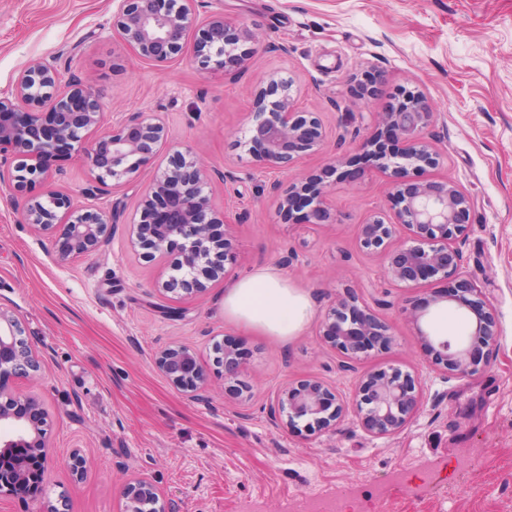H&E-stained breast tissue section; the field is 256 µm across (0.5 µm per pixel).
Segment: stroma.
<instances>
[{
  "instance_id": "1",
  "label": "stroma",
  "mask_w": 512,
  "mask_h": 512,
  "mask_svg": "<svg viewBox=\"0 0 512 512\" xmlns=\"http://www.w3.org/2000/svg\"><path fill=\"white\" fill-rule=\"evenodd\" d=\"M117 8L118 0H0V92L50 62L95 88L103 128L145 112L168 132L153 163L118 186L99 182L81 156L52 161L56 190L116 216L94 253L61 257L54 239L21 223L20 204L43 185L0 192V307L40 362L11 387L37 394L48 413L45 502L60 512H123L124 487L146 476L170 512H285L313 497L339 512H512V0H208L207 12L273 46L233 80L185 58L140 61L112 29ZM378 68L387 83L363 94ZM274 72L296 80L298 109L315 113L327 137L288 170L256 171L232 144ZM404 86L435 106L433 176L453 179L471 203L460 270L484 289L498 329L476 376L430 368L403 316L423 292L389 282L384 256L359 242L361 224L390 195L360 141ZM188 147L230 220L234 276L270 268L309 297L313 315L297 336L225 319L221 280L189 299L162 296L154 284L163 260L130 251L128 226L148 183ZM313 175L330 189L335 223L300 224L279 208L288 186ZM349 291L391 325L392 348L349 359L324 343V314ZM221 342L243 348L252 397L225 389L214 364ZM176 346L197 351L209 375L204 399L176 391L156 367L157 354ZM387 365L419 372L424 386L421 413L396 434L372 437L348 417L306 439L269 417L285 385L318 379L348 397L362 373Z\"/></svg>"
}]
</instances>
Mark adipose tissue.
Masks as SVG:
<instances>
[{"label":"adipose tissue","mask_w":512,"mask_h":512,"mask_svg":"<svg viewBox=\"0 0 512 512\" xmlns=\"http://www.w3.org/2000/svg\"><path fill=\"white\" fill-rule=\"evenodd\" d=\"M311 314L307 295L269 268L240 279L224 294L225 317L280 339L297 335Z\"/></svg>","instance_id":"obj_1"}]
</instances>
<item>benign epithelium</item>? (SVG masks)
Returning <instances> with one entry per match:
<instances>
[{
	"label": "benign epithelium",
	"mask_w": 512,
	"mask_h": 512,
	"mask_svg": "<svg viewBox=\"0 0 512 512\" xmlns=\"http://www.w3.org/2000/svg\"><path fill=\"white\" fill-rule=\"evenodd\" d=\"M200 3L120 0L112 29L132 53L151 63L180 57L192 37L191 63L201 72L222 71L226 77L256 54L270 50L250 30L232 29L222 14L200 19ZM299 92L293 78L271 74L255 93L248 125L233 144L255 167L286 169L324 141L326 132L319 119L296 107ZM101 117L99 94L81 80L62 79L52 64L23 71L10 92L0 93V167L9 156L21 158L17 175L8 183L0 178V186L21 192L33 181H46L47 158L62 151L85 156L102 183L137 178L167 139L166 126L156 116L131 112L112 123L111 130L89 138ZM434 118L433 103L415 88L402 89L398 102L377 114L376 127L363 138L361 150L379 154L383 131L401 147L375 164V172L391 180L390 204L360 226L359 238L363 249L383 254L390 281L407 287L433 278L445 282L444 289L430 292L423 306L410 310L408 319L432 367L468 377L485 370L479 352L495 342L497 322L483 289L459 273L455 243L468 228V197L447 177L416 181L409 176L411 169L420 172L440 164L426 137ZM209 186V174L187 147L154 176L141 200L140 220L130 225L129 247L146 259L164 258L173 245H179L168 279L156 285L164 295L201 293L207 283L228 276L225 262L232 254V242L225 233L216 232L223 220L215 216ZM327 195L328 190L312 178L288 190L280 204L290 213L302 212L305 224H328ZM22 221L43 235L58 237L64 257L98 250L111 224L105 213L77 207L53 190L29 201ZM447 308L474 316L475 324L466 336L424 329L430 311ZM321 336L351 358L372 346L389 349L394 344L390 325L353 293L335 300L322 322ZM216 350L224 383L238 394L251 392L242 381L241 348L219 344ZM155 364L174 389L193 399L204 398L208 377L193 348H167L156 356ZM38 370L18 320L0 307V496L22 494L45 481L50 460L48 413L37 395L8 386L10 378L28 377ZM354 400L358 425L377 438L401 431L423 408L421 382L398 367L364 372ZM346 410L338 392L310 379L281 388L269 414L274 420L284 418L289 430L315 436L336 425ZM124 499V512H168L164 494L146 477L135 479Z\"/></svg>",
	"instance_id": "obj_1"
}]
</instances>
